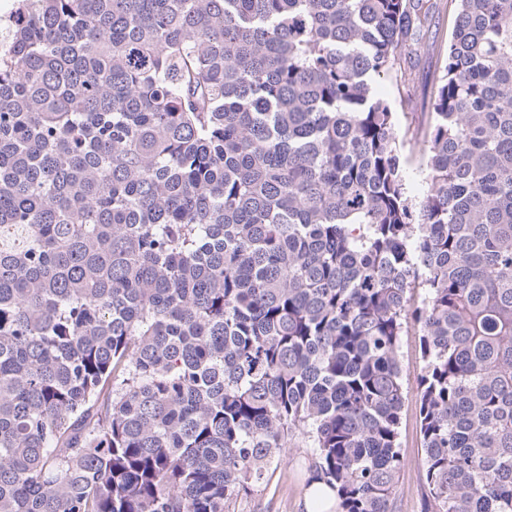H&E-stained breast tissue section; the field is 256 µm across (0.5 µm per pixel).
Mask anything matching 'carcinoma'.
Segmentation results:
<instances>
[{"instance_id":"obj_1","label":"carcinoma","mask_w":512,"mask_h":512,"mask_svg":"<svg viewBox=\"0 0 512 512\" xmlns=\"http://www.w3.org/2000/svg\"><path fill=\"white\" fill-rule=\"evenodd\" d=\"M18 0L0 36V512H224L288 442L391 512H512V0ZM420 304L412 303L415 290ZM437 2L439 8L430 25L421 32V42L427 45L437 41L446 47L453 30L455 2H450V0H437ZM444 60L436 52L422 50L398 69L376 82L377 93L388 101L395 112V123L402 153L410 159L408 169L412 194L423 196V175L418 168L422 139L431 120V105L437 94L440 66ZM417 328L411 325L401 336L400 355L406 387L400 429L401 452L405 467L401 470L392 512H425L427 488L423 476L424 452L419 429V403L416 380L423 364L417 354Z\"/></svg>"}]
</instances>
